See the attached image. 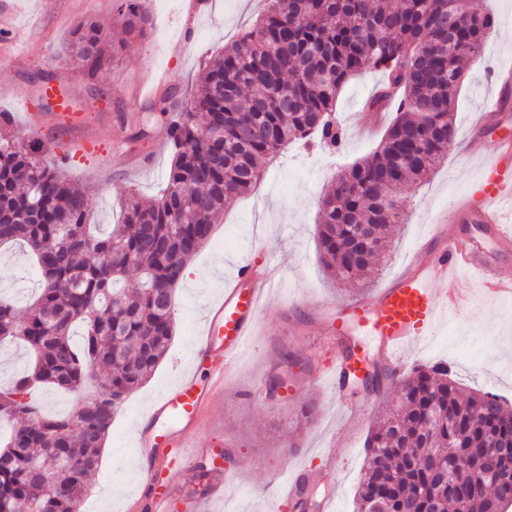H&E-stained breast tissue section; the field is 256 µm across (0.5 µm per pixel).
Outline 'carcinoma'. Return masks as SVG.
<instances>
[{
	"instance_id": "1",
	"label": "carcinoma",
	"mask_w": 512,
	"mask_h": 512,
	"mask_svg": "<svg viewBox=\"0 0 512 512\" xmlns=\"http://www.w3.org/2000/svg\"><path fill=\"white\" fill-rule=\"evenodd\" d=\"M269 0L261 19L207 64L183 112L159 103L175 152L163 193L131 195L120 223L88 224L91 203L47 159L45 144L5 135L0 121V245L23 243L35 258L40 292L19 315L0 297V348L20 344L32 365L0 386V512H79L97 470L112 416L167 355L174 337V290L189 259L209 242L224 204L252 191L263 163L296 142L337 149L344 129L336 100L347 82L382 73L367 103L399 97L372 156L336 174L319 201L320 260L337 279H364L386 257L401 189L439 167L455 137L463 61L480 62L494 26L478 0ZM122 25L145 34L143 0H122ZM457 33L448 35V17ZM118 47L93 22L75 25L66 55L97 80ZM215 136L203 161L202 138ZM354 224H371L375 242L351 260ZM139 272L136 291L122 287ZM84 329L75 345V329ZM108 372L76 410L46 415L36 387L76 392ZM400 399L370 434L356 512H502L512 488L498 484L512 457L492 463L483 449L512 444V410L484 411L487 392L464 394L446 366L403 381ZM437 414L434 429L424 413Z\"/></svg>"
}]
</instances>
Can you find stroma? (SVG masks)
<instances>
[{"label":"stroma","mask_w":512,"mask_h":512,"mask_svg":"<svg viewBox=\"0 0 512 512\" xmlns=\"http://www.w3.org/2000/svg\"><path fill=\"white\" fill-rule=\"evenodd\" d=\"M0 12V112L12 113L25 128L68 155L66 178L85 189L91 221L115 224L129 192L160 194L173 154L163 142L166 127L156 108L165 88L184 94L194 87L205 60L220 52L252 24L264 0H213L191 30L183 28L182 0H146L152 25L145 35L124 37L119 0H4ZM495 26L486 45L502 66H512V0H486ZM97 23L113 41H124L113 68L87 81L66 57L76 21ZM168 75L166 86L141 98L149 72ZM381 80L367 71L341 91L336 118L346 131L335 155L316 147L289 145L265 165L264 177L248 195L228 201L212 241L190 262L176 288L175 338L151 378L132 391L116 411L105 448L80 505L81 512H125L145 481L135 430L152 403L184 371L200 329L206 303L224 289L235 265L259 259L260 249L277 262L269 274L279 288L261 315L253 343L237 359L224 394L197 431V444L221 458L229 477L223 500L199 498L194 468L170 476L186 492L172 512H294L279 505V485L295 467L318 475L326 456L336 461V499L331 512H354L363 474L365 443L376 420L397 402L391 382L372 391L356 385L348 397L359 412L346 417L318 375L335 359L319 318L327 303L343 305L369 298L414 259L420 241L439 214L476 182L481 154L506 129L476 131L485 103L497 85L487 64L470 65L457 95L456 140L448 158L429 181L406 199L393 251L372 286L334 283L319 257L318 199L344 167L373 153L382 143L395 109L386 107L369 122L364 104ZM471 308L441 320L433 332L404 353L407 367L447 364L467 392L490 391L512 401V302L485 293L475 272L462 273ZM39 276L21 246L0 249V294L25 311ZM281 376L278 397L258 395L257 385Z\"/></svg>","instance_id":"obj_1"}]
</instances>
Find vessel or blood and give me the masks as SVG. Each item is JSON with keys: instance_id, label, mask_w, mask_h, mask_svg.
I'll list each match as a JSON object with an SVG mask.
<instances>
[{"instance_id": "b4317fda", "label": "vessel or blood", "mask_w": 512, "mask_h": 512, "mask_svg": "<svg viewBox=\"0 0 512 512\" xmlns=\"http://www.w3.org/2000/svg\"><path fill=\"white\" fill-rule=\"evenodd\" d=\"M497 97L485 107L480 125L512 120V68L499 74ZM512 198V138L498 140L488 153L476 183L456 197L443 212L433 237L415 260L392 282L380 288L371 304L348 305L358 314L359 324L374 336L383 362L392 374H400L405 349L427 335L441 316L466 308L468 298L455 288L461 269L480 272L488 291L501 298L512 297V280L504 281L497 267L485 259V247L457 236L458 224L491 225L494 244L512 246V229L504 227L501 204ZM446 283L438 291L436 282ZM275 285L264 270L246 262L238 266L224 290L206 308L205 323L190 354L191 367L146 413L147 428L138 430V447L152 454L151 483L175 474L193 444L197 428L215 397L224 388L235 362L254 338L259 315L274 295ZM206 366L207 381L199 383L197 370ZM362 368L361 359L337 354L324 376L335 394H342L350 379ZM178 490L175 486L155 492L148 504L133 500L131 512H171Z\"/></svg>"}]
</instances>
